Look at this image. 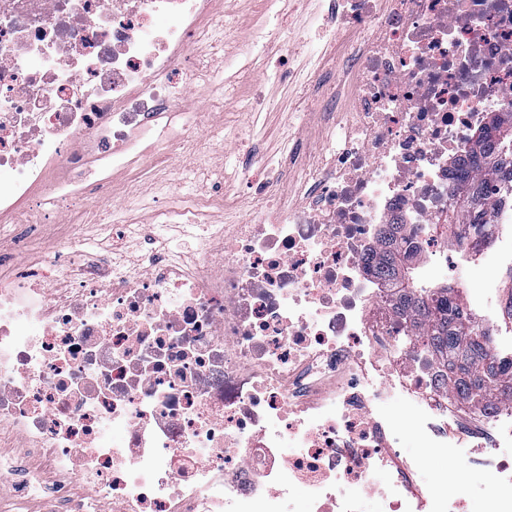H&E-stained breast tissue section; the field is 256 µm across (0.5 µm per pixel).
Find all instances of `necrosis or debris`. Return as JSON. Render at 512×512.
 I'll use <instances>...</instances> for the list:
<instances>
[{"label": "necrosis or debris", "mask_w": 512, "mask_h": 512, "mask_svg": "<svg viewBox=\"0 0 512 512\" xmlns=\"http://www.w3.org/2000/svg\"><path fill=\"white\" fill-rule=\"evenodd\" d=\"M247 41L212 40L224 0H0V512H466L435 473L427 492L394 434L448 450L449 420L512 443V399L469 410L397 316L367 264L390 225L416 269L497 246L512 187L493 194L490 236L446 254L450 167L488 113L512 112V0H323L338 48L317 124L336 144L242 154L208 196L243 186L252 220L183 256L121 258L114 173L149 182L147 159L188 144L223 152V121L183 111L255 77L279 0ZM51 208L50 249L28 265L27 227ZM117 242L82 250L77 219ZM399 393L421 415L381 406Z\"/></svg>", "instance_id": "obj_1"}]
</instances>
